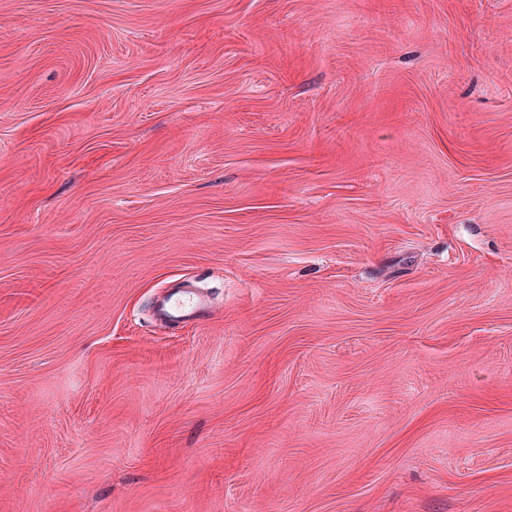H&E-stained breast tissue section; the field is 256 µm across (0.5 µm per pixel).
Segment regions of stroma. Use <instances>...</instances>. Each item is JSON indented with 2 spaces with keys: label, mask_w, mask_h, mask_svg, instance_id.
<instances>
[{
  "label": "stroma",
  "mask_w": 512,
  "mask_h": 512,
  "mask_svg": "<svg viewBox=\"0 0 512 512\" xmlns=\"http://www.w3.org/2000/svg\"><path fill=\"white\" fill-rule=\"evenodd\" d=\"M0 512H512V0H0ZM158 316L171 328L197 323L210 313L205 297L190 285L164 294L157 304Z\"/></svg>",
  "instance_id": "1"
}]
</instances>
